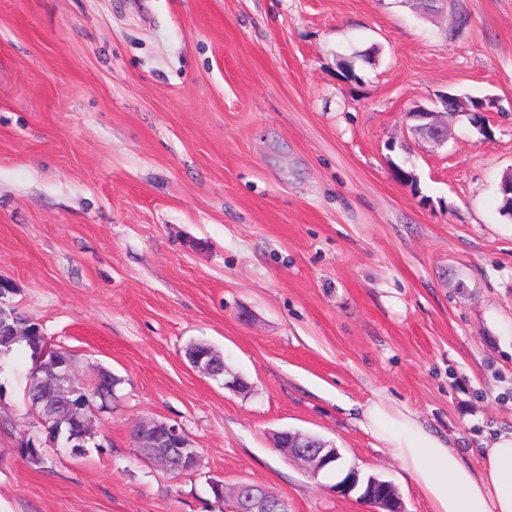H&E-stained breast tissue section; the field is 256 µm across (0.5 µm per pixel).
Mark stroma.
Segmentation results:
<instances>
[{
	"mask_svg": "<svg viewBox=\"0 0 512 512\" xmlns=\"http://www.w3.org/2000/svg\"><path fill=\"white\" fill-rule=\"evenodd\" d=\"M448 92L496 108L435 148L408 114ZM511 170L512 0H0L6 301L80 381L117 380L95 446L39 468L32 361L0 373V512H228L214 480L370 512L285 429L431 512L359 414L410 410L475 468L512 429ZM195 342L249 391L194 371ZM142 418L182 426L199 469L136 457ZM309 443L307 447L304 445ZM278 448H288L293 457L307 464L311 475H318L331 461L341 458L335 445L314 436L298 432L283 431L276 435L275 445Z\"/></svg>",
	"mask_w": 512,
	"mask_h": 512,
	"instance_id": "35a3bbf8",
	"label": "stroma"
}]
</instances>
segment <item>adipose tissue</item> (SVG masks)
Wrapping results in <instances>:
<instances>
[{
    "label": "adipose tissue",
    "instance_id": "ef3b65f1",
    "mask_svg": "<svg viewBox=\"0 0 512 512\" xmlns=\"http://www.w3.org/2000/svg\"><path fill=\"white\" fill-rule=\"evenodd\" d=\"M362 418L433 512H512V430L485 441L481 466L475 469L409 410L374 401Z\"/></svg>",
    "mask_w": 512,
    "mask_h": 512
}]
</instances>
